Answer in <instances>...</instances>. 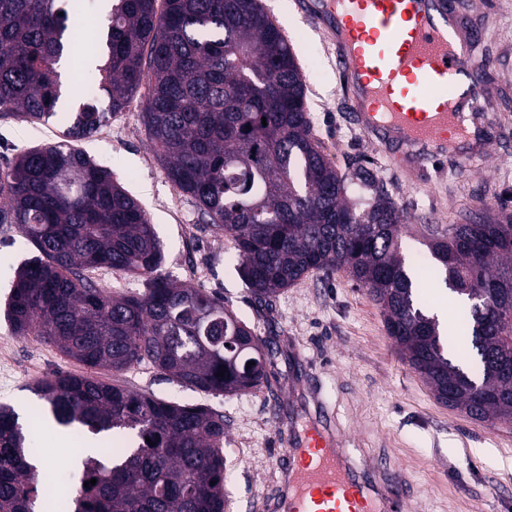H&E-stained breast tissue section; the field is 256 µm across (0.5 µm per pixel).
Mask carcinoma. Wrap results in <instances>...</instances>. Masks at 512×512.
<instances>
[{"label": "carcinoma", "mask_w": 512, "mask_h": 512, "mask_svg": "<svg viewBox=\"0 0 512 512\" xmlns=\"http://www.w3.org/2000/svg\"><path fill=\"white\" fill-rule=\"evenodd\" d=\"M66 2L0 0V118L55 117L68 138L0 170V224L39 252L18 267L4 318L15 335L39 336L89 369L38 385L57 424L93 445L128 444L85 455L59 509L226 512L224 415L92 371L148 363L192 390L234 395L259 387L272 357L222 300L161 274L163 246L145 209L70 145L124 110L145 78L142 116L167 178L230 237L258 302L312 271L342 269L438 401L451 394L472 418L512 421V219L433 229V263L411 270L403 210L370 169L340 172L313 138L302 68L261 0H113L92 44L69 29ZM96 62L108 111L83 102L73 112L61 100L65 67ZM100 268L143 279L144 291L105 293L84 277ZM434 283L467 310L457 358L425 303ZM36 439L0 406V512H36L42 480L64 481L37 473Z\"/></svg>", "instance_id": "carcinoma-1"}]
</instances>
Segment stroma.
Here are the masks:
<instances>
[{
  "label": "stroma",
  "instance_id": "1",
  "mask_svg": "<svg viewBox=\"0 0 512 512\" xmlns=\"http://www.w3.org/2000/svg\"><path fill=\"white\" fill-rule=\"evenodd\" d=\"M292 44L306 84L312 135L339 170L369 167L406 217V257L427 254L425 227L465 223L481 212L512 216V0H461V19L478 36L482 81L494 97L483 125L484 154L467 168L441 159L424 171H405L355 124L331 42L298 12L294 0H261ZM149 93L141 85L122 112L79 146L108 167L148 212L162 242L163 275L220 297L275 353L268 380L256 389L215 395L194 391L149 365L119 374L101 371L136 391L222 413L227 512H258L274 491L280 425L331 417L340 447L361 465L371 459L404 471L410 492L400 512H512V422L477 421L439 403L423 379L396 352L384 317L365 289L345 272H312L259 307L238 271L229 237L201 219L194 202L167 179L143 122ZM56 120L27 124L0 119V168L28 148L58 142ZM12 224H0V304L18 264L35 255ZM13 346L9 376L0 375V404L12 406L25 426H38L42 458L51 470L73 468L55 444V425L40 416L38 383L58 371L86 368L38 336L13 335L0 319V341Z\"/></svg>",
  "mask_w": 512,
  "mask_h": 512
}]
</instances>
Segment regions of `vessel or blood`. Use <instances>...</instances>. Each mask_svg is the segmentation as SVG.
Segmentation results:
<instances>
[{"instance_id":"b4317fda","label":"vessel or blood","mask_w":512,"mask_h":512,"mask_svg":"<svg viewBox=\"0 0 512 512\" xmlns=\"http://www.w3.org/2000/svg\"><path fill=\"white\" fill-rule=\"evenodd\" d=\"M312 16L336 49L361 128L388 145L400 168L423 170L437 157L466 166L484 144L469 122L485 84L460 38L449 0H320ZM276 461L282 484L265 512H390L407 492L405 476L359 467L320 422L289 428Z\"/></svg>"}]
</instances>
